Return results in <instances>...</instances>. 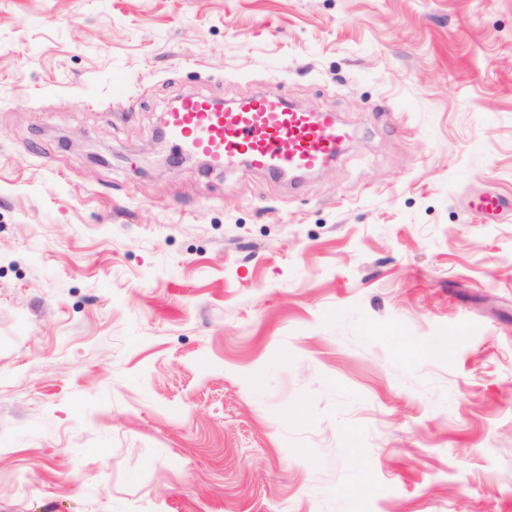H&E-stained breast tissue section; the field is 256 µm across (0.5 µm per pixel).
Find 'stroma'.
Wrapping results in <instances>:
<instances>
[{
  "label": "stroma",
  "instance_id": "35a3bbf8",
  "mask_svg": "<svg viewBox=\"0 0 512 512\" xmlns=\"http://www.w3.org/2000/svg\"><path fill=\"white\" fill-rule=\"evenodd\" d=\"M260 91L338 160L165 164ZM0 512H512V0H0Z\"/></svg>",
  "mask_w": 512,
  "mask_h": 512
}]
</instances>
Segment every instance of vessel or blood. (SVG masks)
Masks as SVG:
<instances>
[{
  "instance_id": "b4317fda",
  "label": "vessel or blood",
  "mask_w": 512,
  "mask_h": 512,
  "mask_svg": "<svg viewBox=\"0 0 512 512\" xmlns=\"http://www.w3.org/2000/svg\"><path fill=\"white\" fill-rule=\"evenodd\" d=\"M165 127L177 147L215 165L240 161L292 175L321 170L352 137L335 112L303 110L268 93L223 108L188 94L166 112Z\"/></svg>"
}]
</instances>
